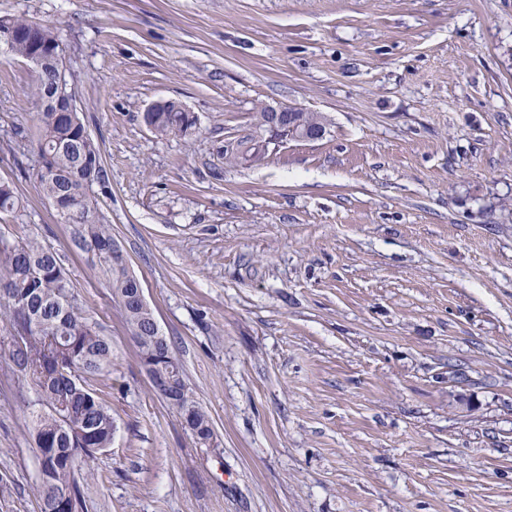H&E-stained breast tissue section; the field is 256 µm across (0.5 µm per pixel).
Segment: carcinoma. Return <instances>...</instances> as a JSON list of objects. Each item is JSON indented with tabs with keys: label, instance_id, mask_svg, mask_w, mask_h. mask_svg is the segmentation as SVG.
Here are the masks:
<instances>
[{
	"label": "carcinoma",
	"instance_id": "1",
	"mask_svg": "<svg viewBox=\"0 0 512 512\" xmlns=\"http://www.w3.org/2000/svg\"><path fill=\"white\" fill-rule=\"evenodd\" d=\"M9 27L23 37L8 53L29 52L32 40H59L55 29L26 15L0 16V28ZM150 131L161 138L190 139L199 131L198 118L171 106L164 112L142 116ZM34 145L38 166L33 176L61 223L71 226L70 241L78 251H92L107 276L112 300L117 303L140 358L157 367L158 376L172 384V393L189 400V432L207 446L214 437L207 412L186 382L180 361L171 349L161 350L155 340L156 317L150 305L130 304L140 287L112 237V225L92 196L93 187L107 188L101 149L79 115L38 113ZM242 149L224 154L231 162L254 164L268 157L254 138L245 136ZM21 201L14 184L0 181V223L17 224ZM0 326L11 337L8 358L12 372L35 396L31 433L37 455L57 453L40 461L39 479L32 492L40 512H82L83 482L92 476L97 454L112 447L114 420L94 384L112 365V342L89 316L83 300L74 293L60 255L35 238L0 233Z\"/></svg>",
	"mask_w": 512,
	"mask_h": 512
}]
</instances>
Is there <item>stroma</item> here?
<instances>
[{"label": "stroma", "instance_id": "obj_1", "mask_svg": "<svg viewBox=\"0 0 512 512\" xmlns=\"http://www.w3.org/2000/svg\"><path fill=\"white\" fill-rule=\"evenodd\" d=\"M56 27L98 202L215 431L152 390L92 255L30 172L0 52V179L112 341L85 512H512V0H0ZM174 99L191 141L142 114ZM317 141L226 162L255 106ZM0 332V512H38L33 393ZM159 105H164V102L159 100L152 103L145 110L149 114L142 116L145 126L150 125L152 128H147L154 132L155 135L161 138L186 140L199 133L198 118L192 117L194 113L184 105L181 104L182 112L174 104L165 112H155Z\"/></svg>", "mask_w": 512, "mask_h": 512}]
</instances>
